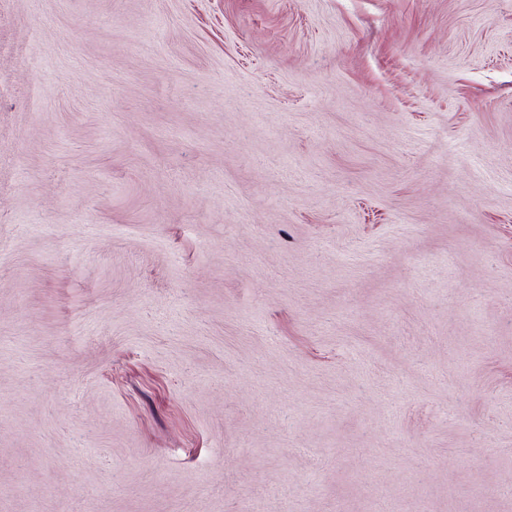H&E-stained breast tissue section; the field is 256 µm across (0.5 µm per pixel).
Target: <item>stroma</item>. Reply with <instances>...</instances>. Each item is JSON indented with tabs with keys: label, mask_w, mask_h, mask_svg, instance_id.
<instances>
[{
	"label": "stroma",
	"mask_w": 512,
	"mask_h": 512,
	"mask_svg": "<svg viewBox=\"0 0 512 512\" xmlns=\"http://www.w3.org/2000/svg\"><path fill=\"white\" fill-rule=\"evenodd\" d=\"M0 512H512V0H0Z\"/></svg>",
	"instance_id": "obj_1"
}]
</instances>
